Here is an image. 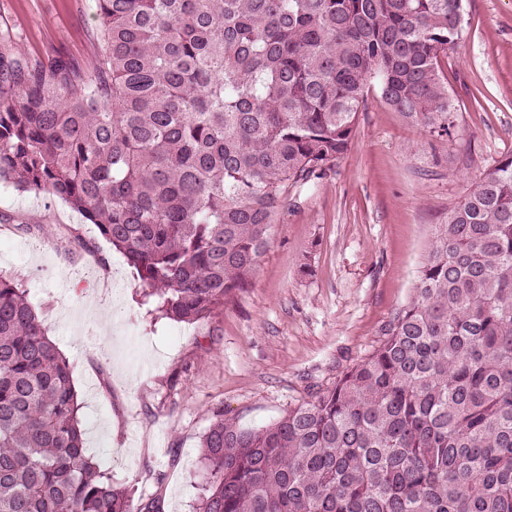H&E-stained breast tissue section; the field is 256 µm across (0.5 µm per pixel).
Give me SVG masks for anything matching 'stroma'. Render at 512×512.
Listing matches in <instances>:
<instances>
[{"instance_id": "1", "label": "stroma", "mask_w": 512, "mask_h": 512, "mask_svg": "<svg viewBox=\"0 0 512 512\" xmlns=\"http://www.w3.org/2000/svg\"><path fill=\"white\" fill-rule=\"evenodd\" d=\"M463 11L443 62L451 135L430 134L371 91L346 154L289 189L255 272L207 320L158 318L82 214L0 183V214L12 221L0 230V273L29 289L69 359L88 451L133 507L157 495L163 512H194L214 409L261 428L369 354L413 296L436 226L512 153V0H463ZM97 26L91 0H0V30L20 34L19 51L62 55L82 72ZM67 225L93 254L60 250Z\"/></svg>"}]
</instances>
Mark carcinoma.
Here are the masks:
<instances>
[{"label":"carcinoma","mask_w":512,"mask_h":512,"mask_svg":"<svg viewBox=\"0 0 512 512\" xmlns=\"http://www.w3.org/2000/svg\"><path fill=\"white\" fill-rule=\"evenodd\" d=\"M93 68L0 36V182L83 212L175 322L254 273L373 85L448 135L462 0H93ZM64 253L90 250L73 229ZM374 350L275 422L214 411L196 512H512V154L438 225ZM69 361L0 274V512H131Z\"/></svg>","instance_id":"carcinoma-1"}]
</instances>
